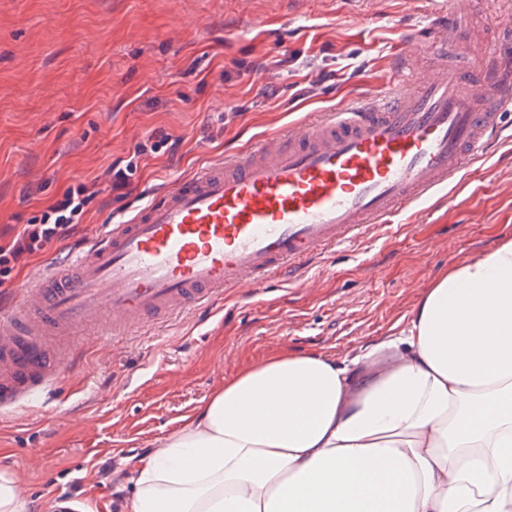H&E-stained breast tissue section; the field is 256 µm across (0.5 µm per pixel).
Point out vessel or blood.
<instances>
[{"label":"vessel or blood","instance_id":"vessel-or-blood-1","mask_svg":"<svg viewBox=\"0 0 512 512\" xmlns=\"http://www.w3.org/2000/svg\"><path fill=\"white\" fill-rule=\"evenodd\" d=\"M469 6L439 0L405 40L387 97L289 126L161 189L49 261L0 314V415L83 371L92 336H123L289 279L322 251L447 190L512 112V49L475 45ZM435 74L415 84L407 62Z\"/></svg>","mask_w":512,"mask_h":512}]
</instances>
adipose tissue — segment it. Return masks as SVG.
<instances>
[{
    "mask_svg": "<svg viewBox=\"0 0 512 512\" xmlns=\"http://www.w3.org/2000/svg\"><path fill=\"white\" fill-rule=\"evenodd\" d=\"M126 512H512V238L363 355L240 370L140 459Z\"/></svg>",
    "mask_w": 512,
    "mask_h": 512,
    "instance_id": "ef3b65f1",
    "label": "adipose tissue"
}]
</instances>
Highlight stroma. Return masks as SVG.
<instances>
[{
  "instance_id": "obj_1",
  "label": "stroma",
  "mask_w": 512,
  "mask_h": 512,
  "mask_svg": "<svg viewBox=\"0 0 512 512\" xmlns=\"http://www.w3.org/2000/svg\"><path fill=\"white\" fill-rule=\"evenodd\" d=\"M366 2L358 20L349 0H0V229L93 182L147 132L178 137L176 152L141 160L125 197L101 190L52 250L66 255L254 136L383 92L390 58L431 5ZM264 59L280 65L239 68ZM228 105L240 111L230 121ZM461 176L446 200L329 250L301 280L91 340L85 373L0 416V474L28 512H125L134 462L239 368L280 350L352 358L390 335L433 278L512 238V139Z\"/></svg>"
}]
</instances>
